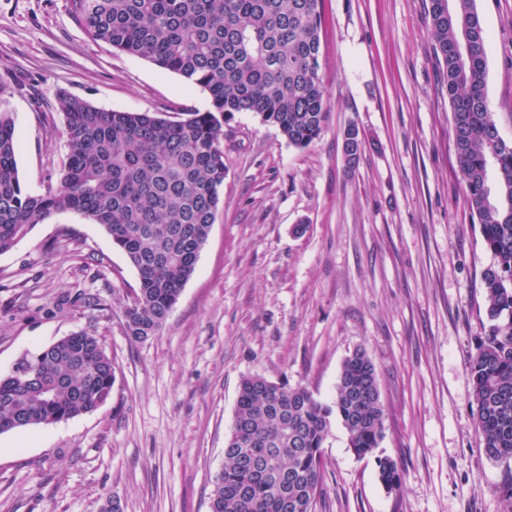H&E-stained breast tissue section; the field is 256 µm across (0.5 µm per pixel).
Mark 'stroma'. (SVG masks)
Returning <instances> with one entry per match:
<instances>
[{
    "label": "stroma",
    "mask_w": 512,
    "mask_h": 512,
    "mask_svg": "<svg viewBox=\"0 0 512 512\" xmlns=\"http://www.w3.org/2000/svg\"><path fill=\"white\" fill-rule=\"evenodd\" d=\"M486 97L512 142V0H476ZM326 124L305 147L253 112L224 125L221 203L164 327L131 342L136 270L75 213L0 254V374L82 330L115 366L96 411L0 434V512H209L243 377L330 402L356 349L372 358L384 438L356 456L340 423L322 448L313 512H504L512 470L478 446L470 363L488 332L482 271L495 258L467 201L422 0H322ZM170 120L211 107L201 87L90 38L67 0H0V106L24 188L66 159L61 95ZM364 147L347 168L343 133ZM103 309L53 311L70 288ZM399 468V489L378 461Z\"/></svg>",
    "instance_id": "35a3bbf8"
}]
</instances>
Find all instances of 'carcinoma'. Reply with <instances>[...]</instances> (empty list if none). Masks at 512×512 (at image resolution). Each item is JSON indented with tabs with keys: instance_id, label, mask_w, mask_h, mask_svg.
<instances>
[{
	"instance_id": "obj_1",
	"label": "carcinoma",
	"mask_w": 512,
	"mask_h": 512,
	"mask_svg": "<svg viewBox=\"0 0 512 512\" xmlns=\"http://www.w3.org/2000/svg\"><path fill=\"white\" fill-rule=\"evenodd\" d=\"M321 0H69L91 38L146 59L202 87L211 109L171 121L103 110L64 94L67 158L42 194L23 187L12 113L0 106V254L38 224L66 212L102 226L137 272L123 309L127 336H155L195 270L220 205L224 122L255 112L289 143L305 147L327 119L319 73ZM435 58L452 109L454 148L469 207L496 262L482 272L489 330L470 364L479 447L512 460V143L503 141L485 93L487 37L475 0H428ZM343 155L356 167L355 127ZM82 290L60 296L58 311L80 307ZM39 379L0 376V434L90 413L110 397L115 367L101 338L64 336L35 353ZM338 420L349 447L365 456L384 434L376 367L363 349L342 366L334 399L261 376L242 378L211 512H312L321 491L322 448ZM379 477L399 487L397 464Z\"/></svg>"
}]
</instances>
